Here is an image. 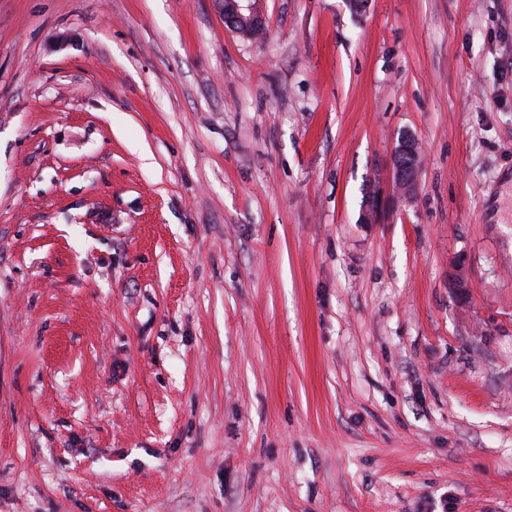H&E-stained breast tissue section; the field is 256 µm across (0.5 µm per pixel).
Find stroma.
<instances>
[{
  "instance_id": "1",
  "label": "stroma",
  "mask_w": 512,
  "mask_h": 512,
  "mask_svg": "<svg viewBox=\"0 0 512 512\" xmlns=\"http://www.w3.org/2000/svg\"><path fill=\"white\" fill-rule=\"evenodd\" d=\"M258 7L0 0V512H512V0ZM259 0H215L224 17L228 29L250 39H258L265 31V24L260 15ZM420 150L416 139L403 134L392 157L393 179L401 198L411 197L418 187ZM384 204V199L379 195L376 185L371 184L365 190L362 200V222L369 224L375 221Z\"/></svg>"
}]
</instances>
